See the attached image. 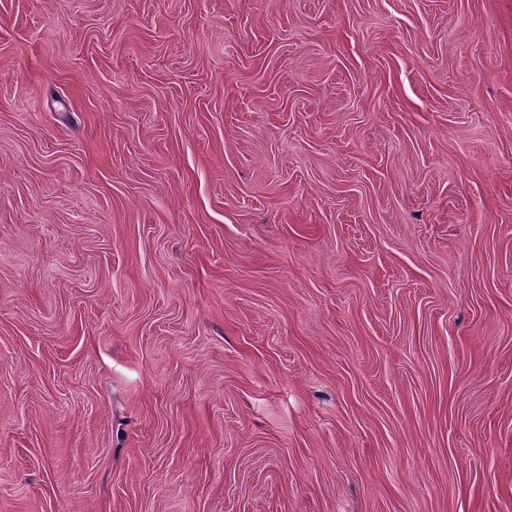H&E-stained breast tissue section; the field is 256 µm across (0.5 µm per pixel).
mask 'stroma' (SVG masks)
<instances>
[{
    "mask_svg": "<svg viewBox=\"0 0 512 512\" xmlns=\"http://www.w3.org/2000/svg\"><path fill=\"white\" fill-rule=\"evenodd\" d=\"M0 512H512V0H0Z\"/></svg>",
    "mask_w": 512,
    "mask_h": 512,
    "instance_id": "1",
    "label": "stroma"
}]
</instances>
